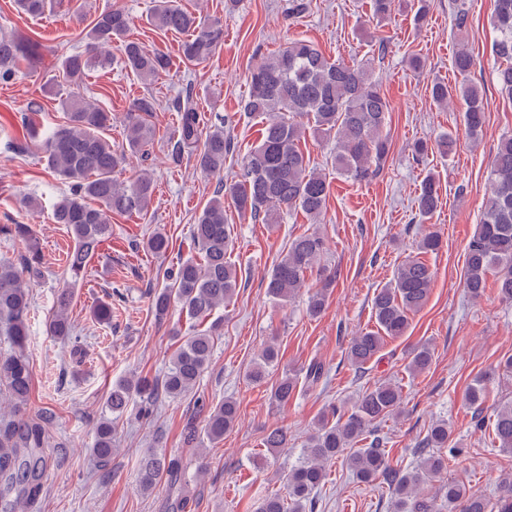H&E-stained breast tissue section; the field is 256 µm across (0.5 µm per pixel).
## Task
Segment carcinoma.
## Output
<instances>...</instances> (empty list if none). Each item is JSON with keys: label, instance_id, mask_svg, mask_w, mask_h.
<instances>
[{"label": "carcinoma", "instance_id": "carcinoma-1", "mask_svg": "<svg viewBox=\"0 0 512 512\" xmlns=\"http://www.w3.org/2000/svg\"><path fill=\"white\" fill-rule=\"evenodd\" d=\"M64 0H16L20 12L39 16ZM493 25L499 33L493 52L502 61L497 71L500 93L512 100V0H495ZM153 24L164 30L186 35L179 46L185 65L205 62L224 42V27L219 21L205 22L174 4L158 0L151 14ZM131 18L121 8L105 9L95 15L85 32L86 47L62 58L59 70L69 83L70 91L62 100L67 121L41 132L30 125L31 137L44 154L48 169L68 184V191L52 205V218L66 225L74 241L66 265L72 277L85 273L87 262L112 235L114 215L145 216L149 211L154 181L144 170L134 178H121L129 155L144 154L155 135L152 118L159 103L151 96L134 99L123 115L128 149H115L105 135L112 113L84 95L81 87L87 73L97 67L119 62L147 83L170 68L169 56L150 50L128 38ZM120 47V56L110 53L112 45ZM34 67L40 63L39 43L13 33H0V80L12 79L20 62ZM473 58L462 47L453 59V68L467 76ZM248 94L244 111L266 117L261 138L244 158L239 177L224 181V157L234 151V139L219 125L205 132L200 128L197 109L189 102H176L181 112L178 136L173 143L176 158L188 153L195 156L196 166L219 178L215 196L203 207L193 239L201 251L202 261H186L169 275V282L154 293L151 308L157 319L167 317L173 304L191 319L204 321L211 312L231 300L240 286L237 267L230 261L234 228L224 215V201L231 200L243 216L264 224L278 223L284 214L300 213L318 224L330 195L329 174L310 166L300 147L303 125L293 121L305 116L313 121V130L336 139L334 168L336 174L353 182L366 181L380 171L390 144L384 132L390 104L379 86L366 71L343 61H332L311 42L293 40L281 52L267 56L254 65L247 75ZM456 95L465 104L463 124L468 138L476 142L485 125V105L481 88L465 81L454 88L437 82L431 97L437 106L448 105ZM447 155L454 151L456 139L448 133L434 146L425 141L412 145L419 158L431 148ZM419 215H432L439 204L435 178H424L415 201ZM24 244L17 261H0V333L11 337L13 352L0 356V393L13 402L11 414L0 416V512H31L44 492L42 474L46 461V430L41 422L25 415L32 378L26 355L31 280L41 274L45 257L31 225L7 224L0 228ZM148 251L161 255L169 249L168 237L153 233L145 242ZM438 238L425 235L418 254L397 269L392 280L378 289L372 300L377 329L354 336L347 348L351 365L361 369L382 349L385 338L405 335L409 316L426 304L434 270L425 256L436 251ZM324 239L316 233L293 238L266 277V293L275 301L286 302L305 287L306 274L319 273L321 289L310 296L308 313L321 314L327 290L332 283L326 268L320 266ZM496 273L498 297L512 304V136L498 143L489 177L488 192L480 224L466 251L464 288L474 298L483 295L487 276ZM71 294L61 291L56 298L48 324L50 335L70 338L73 327L69 317ZM214 346L212 331L200 330L188 336L174 354L163 388L170 397L189 393L210 363ZM278 358L273 345L266 346L246 371V377L259 381L266 368ZM433 352L427 345L411 351L407 370L413 376L428 369ZM298 384L295 374H286L271 391L278 403H285ZM487 379L478 377L469 385L466 401L474 409L477 425H482V404ZM146 399L152 389L140 378H129L112 387L108 406L115 416L122 415L133 395ZM403 401L402 386L382 381L363 391L354 401L350 414L332 422L322 416L309 435L304 460L288 474L289 502L277 495L265 498L258 512H303L310 495L326 478V464L345 456L356 478L365 483L379 481L391 494L393 512H512V478L499 482L497 499L472 490L462 481L450 480L430 492L425 486L441 480L444 459L432 449L448 448V423L441 420L430 427L418 441L421 456L411 471L395 467L383 448L384 437L376 434L375 423L397 413ZM239 408L231 398L212 406L205 417L207 438L217 442L238 422ZM495 439L498 447L512 453V403L501 406L495 414ZM370 439L366 448L349 451L357 441ZM263 447L276 451L288 447V432L283 428L270 431ZM112 420L102 419L96 427L94 456L112 458ZM174 486L181 483V464L176 459L145 458L140 469V484L145 489L162 480Z\"/></svg>", "mask_w": 512, "mask_h": 512}]
</instances>
